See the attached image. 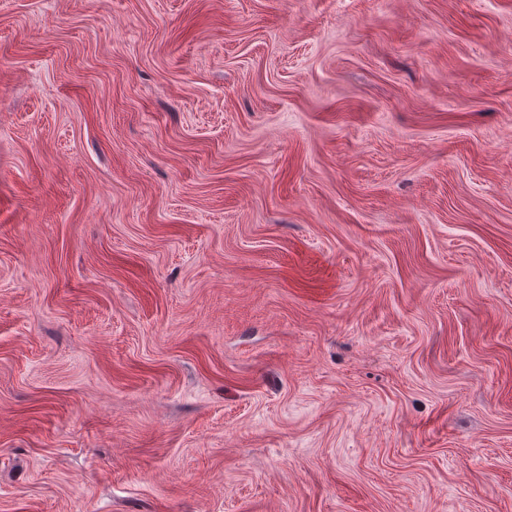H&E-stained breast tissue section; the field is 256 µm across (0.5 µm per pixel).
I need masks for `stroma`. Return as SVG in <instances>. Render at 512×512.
<instances>
[{
	"instance_id": "obj_1",
	"label": "stroma",
	"mask_w": 512,
	"mask_h": 512,
	"mask_svg": "<svg viewBox=\"0 0 512 512\" xmlns=\"http://www.w3.org/2000/svg\"><path fill=\"white\" fill-rule=\"evenodd\" d=\"M0 512H512V0H0Z\"/></svg>"
}]
</instances>
